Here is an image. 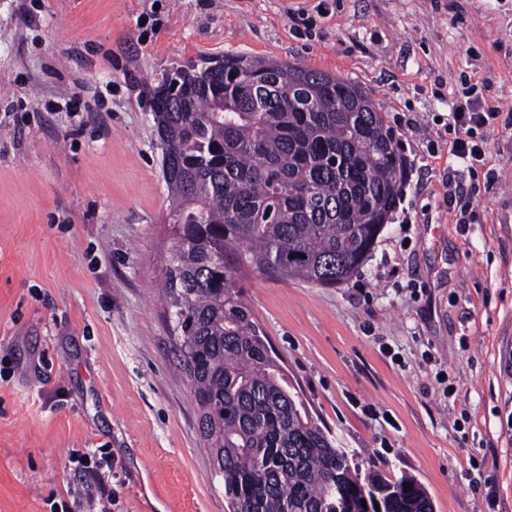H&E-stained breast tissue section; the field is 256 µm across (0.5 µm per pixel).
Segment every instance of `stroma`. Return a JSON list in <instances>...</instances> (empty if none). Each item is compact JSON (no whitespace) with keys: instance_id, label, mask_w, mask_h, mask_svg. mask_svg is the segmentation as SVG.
I'll list each match as a JSON object with an SVG mask.
<instances>
[{"instance_id":"stroma-1","label":"stroma","mask_w":512,"mask_h":512,"mask_svg":"<svg viewBox=\"0 0 512 512\" xmlns=\"http://www.w3.org/2000/svg\"><path fill=\"white\" fill-rule=\"evenodd\" d=\"M226 54L357 82L407 169L348 283L240 270L292 392L434 512H512V0H0V512H227L158 293L148 94ZM467 82L503 110L473 165ZM466 94L468 95H464V101L457 100L449 105L448 127H452L457 135L452 144L454 155L473 165L481 162L485 154L478 143L473 144L474 133L477 129L491 126L503 110L488 105L478 95L471 92Z\"/></svg>"}]
</instances>
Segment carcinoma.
<instances>
[{
    "label": "carcinoma",
    "mask_w": 512,
    "mask_h": 512,
    "mask_svg": "<svg viewBox=\"0 0 512 512\" xmlns=\"http://www.w3.org/2000/svg\"><path fill=\"white\" fill-rule=\"evenodd\" d=\"M251 68L252 86L230 77ZM153 115L178 170L162 299L228 512H434L414 480L361 475L315 423L236 279L244 262L322 287L359 272L404 179L382 112L350 79L226 54L189 111Z\"/></svg>",
    "instance_id": "carcinoma-1"
}]
</instances>
